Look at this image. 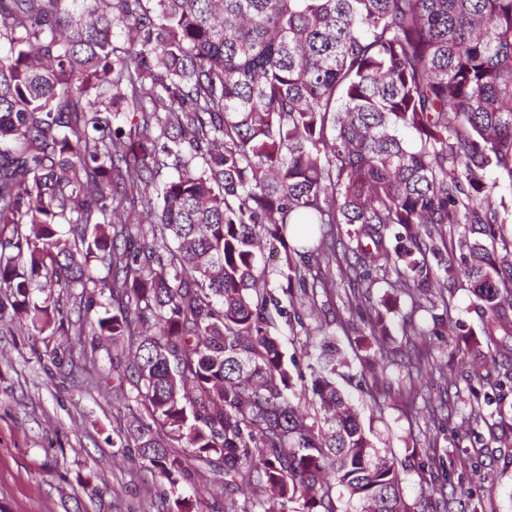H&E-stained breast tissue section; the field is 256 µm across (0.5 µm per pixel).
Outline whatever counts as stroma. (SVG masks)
I'll return each mask as SVG.
<instances>
[{"instance_id": "stroma-1", "label": "stroma", "mask_w": 512, "mask_h": 512, "mask_svg": "<svg viewBox=\"0 0 512 512\" xmlns=\"http://www.w3.org/2000/svg\"><path fill=\"white\" fill-rule=\"evenodd\" d=\"M385 284L373 288L336 279L330 295L319 297L330 324L326 328L341 353L338 373L366 432L378 448L402 461L407 501L445 489L438 512H512V445L496 443L512 428V392L500 394L495 382L502 349L486 348L483 375L471 376L475 339L482 320L467 286L446 292L448 330L433 334L425 310L412 311L408 298L392 310V323L404 315L427 330L426 339L394 333L391 361L372 377L367 360L379 352L359 308L379 303ZM74 335L63 331L27 336L0 322V512H166L162 487L124 445V432L136 426L137 407L112 381L124 370L111 342L84 358ZM70 346L61 366L46 351ZM428 359L432 373L409 376L403 354ZM414 387L420 396L443 398L466 427L441 425L427 412L406 406L399 393Z\"/></svg>"}]
</instances>
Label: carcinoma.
<instances>
[{
	"label": "carcinoma",
	"instance_id": "carcinoma-1",
	"mask_svg": "<svg viewBox=\"0 0 512 512\" xmlns=\"http://www.w3.org/2000/svg\"><path fill=\"white\" fill-rule=\"evenodd\" d=\"M497 188L512 0H0V321L55 332L75 289L87 312L110 301L75 335L84 354L121 346L133 448L176 512L212 482L238 512L244 478L247 512L434 508L403 497L326 342L298 389L271 329L324 334L323 263L436 308L458 276L439 245L464 224L485 342L512 337Z\"/></svg>",
	"mask_w": 512,
	"mask_h": 512
}]
</instances>
